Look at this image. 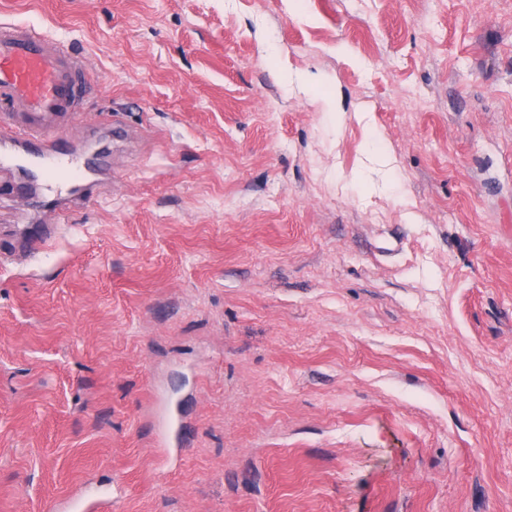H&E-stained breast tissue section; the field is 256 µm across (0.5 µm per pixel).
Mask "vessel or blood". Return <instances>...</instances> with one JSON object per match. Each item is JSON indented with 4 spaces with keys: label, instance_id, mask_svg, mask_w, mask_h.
I'll use <instances>...</instances> for the list:
<instances>
[{
    "label": "vessel or blood",
    "instance_id": "obj_1",
    "mask_svg": "<svg viewBox=\"0 0 512 512\" xmlns=\"http://www.w3.org/2000/svg\"><path fill=\"white\" fill-rule=\"evenodd\" d=\"M88 82L85 59L70 41L32 25L0 23V129L9 134L0 145V172L27 163L50 191L92 195L78 178L103 172L102 160L76 156L63 137Z\"/></svg>",
    "mask_w": 512,
    "mask_h": 512
}]
</instances>
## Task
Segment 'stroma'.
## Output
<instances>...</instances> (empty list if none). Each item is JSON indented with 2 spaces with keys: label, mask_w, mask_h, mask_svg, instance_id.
Listing matches in <instances>:
<instances>
[{
  "label": "stroma",
  "mask_w": 512,
  "mask_h": 512,
  "mask_svg": "<svg viewBox=\"0 0 512 512\" xmlns=\"http://www.w3.org/2000/svg\"><path fill=\"white\" fill-rule=\"evenodd\" d=\"M1 20L99 76L112 184L0 176V512H512V0Z\"/></svg>",
  "instance_id": "1"
}]
</instances>
